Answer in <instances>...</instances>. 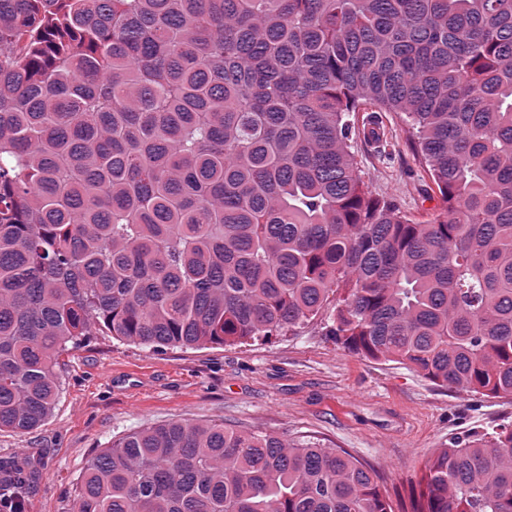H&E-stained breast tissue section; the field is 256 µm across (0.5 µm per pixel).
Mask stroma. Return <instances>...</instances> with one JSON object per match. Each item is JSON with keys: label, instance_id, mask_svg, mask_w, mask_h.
Wrapping results in <instances>:
<instances>
[{"label": "stroma", "instance_id": "obj_1", "mask_svg": "<svg viewBox=\"0 0 512 512\" xmlns=\"http://www.w3.org/2000/svg\"><path fill=\"white\" fill-rule=\"evenodd\" d=\"M385 155L355 139L357 172L373 193L423 221L440 195L386 112ZM331 312L247 344L142 347L100 333L62 357L61 392L32 432L0 431V475L23 469V512H69L77 483L102 449L141 428L217 423L342 448L369 466L390 512H412L431 455L455 439L512 423V397L437 386L411 368L349 352Z\"/></svg>", "mask_w": 512, "mask_h": 512}]
</instances>
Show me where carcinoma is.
<instances>
[{
	"mask_svg": "<svg viewBox=\"0 0 512 512\" xmlns=\"http://www.w3.org/2000/svg\"><path fill=\"white\" fill-rule=\"evenodd\" d=\"M406 117L441 206L357 174ZM438 386L512 395V0H0V430L104 329L244 344L317 315ZM415 512H512V425L439 449ZM71 512H388L344 451L222 424L127 434Z\"/></svg>",
	"mask_w": 512,
	"mask_h": 512,
	"instance_id": "obj_1",
	"label": "carcinoma"
}]
</instances>
